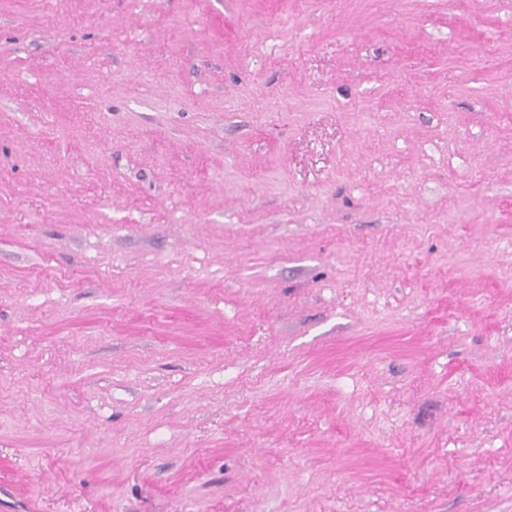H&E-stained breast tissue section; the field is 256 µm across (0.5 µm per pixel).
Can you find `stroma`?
<instances>
[{"label": "stroma", "instance_id": "obj_1", "mask_svg": "<svg viewBox=\"0 0 512 512\" xmlns=\"http://www.w3.org/2000/svg\"><path fill=\"white\" fill-rule=\"evenodd\" d=\"M0 505L512 512V0H0Z\"/></svg>", "mask_w": 512, "mask_h": 512}]
</instances>
